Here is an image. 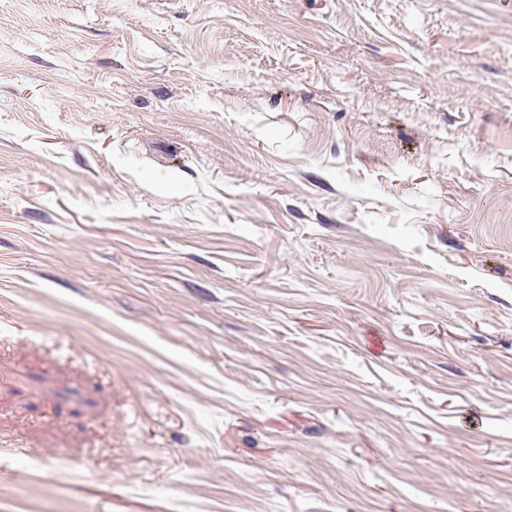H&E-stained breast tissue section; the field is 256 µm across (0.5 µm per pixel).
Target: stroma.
I'll return each mask as SVG.
<instances>
[{
	"instance_id": "obj_1",
	"label": "stroma",
	"mask_w": 512,
	"mask_h": 512,
	"mask_svg": "<svg viewBox=\"0 0 512 512\" xmlns=\"http://www.w3.org/2000/svg\"><path fill=\"white\" fill-rule=\"evenodd\" d=\"M0 512H512V0H0Z\"/></svg>"
}]
</instances>
